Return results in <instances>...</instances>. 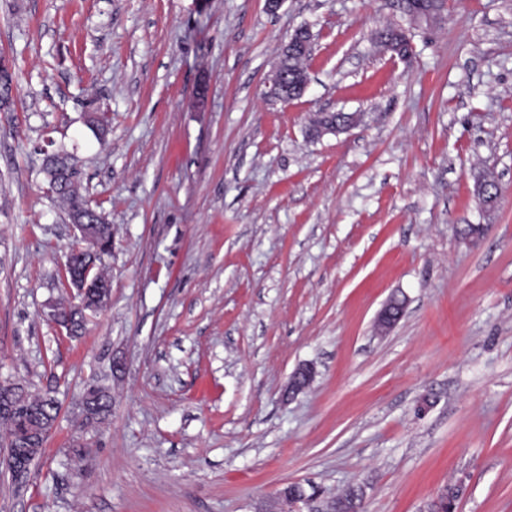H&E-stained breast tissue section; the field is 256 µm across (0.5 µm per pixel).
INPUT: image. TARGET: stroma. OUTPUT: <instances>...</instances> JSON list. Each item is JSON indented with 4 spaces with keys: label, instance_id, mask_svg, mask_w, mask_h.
<instances>
[{
    "label": "stroma",
    "instance_id": "35a3bbf8",
    "mask_svg": "<svg viewBox=\"0 0 512 512\" xmlns=\"http://www.w3.org/2000/svg\"><path fill=\"white\" fill-rule=\"evenodd\" d=\"M303 24L310 90L267 101ZM389 24L397 0H0V381L60 406L25 484L0 463V512H275L291 483L314 512L350 487L425 512L451 482L457 512H512V0H444L409 65L372 44ZM317 112L363 122L313 141ZM60 150L112 226L79 336L50 316L73 300Z\"/></svg>",
    "mask_w": 512,
    "mask_h": 512
}]
</instances>
